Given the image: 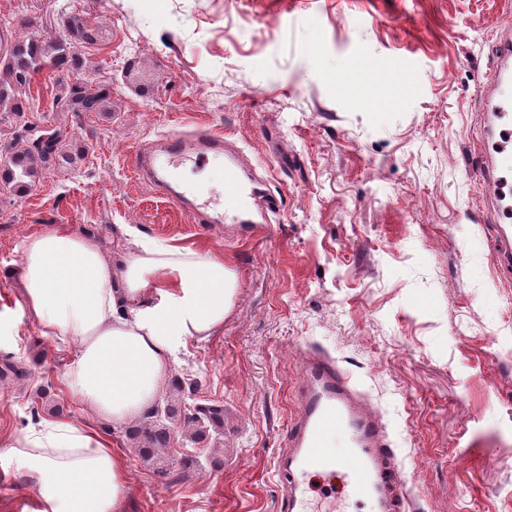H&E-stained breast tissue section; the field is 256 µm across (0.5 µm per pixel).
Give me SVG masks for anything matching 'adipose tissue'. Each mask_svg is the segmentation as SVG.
I'll use <instances>...</instances> for the list:
<instances>
[{
  "label": "adipose tissue",
  "instance_id": "1",
  "mask_svg": "<svg viewBox=\"0 0 512 512\" xmlns=\"http://www.w3.org/2000/svg\"><path fill=\"white\" fill-rule=\"evenodd\" d=\"M21 249L28 310L45 334L79 344L65 388L115 424L140 419L175 353L219 333L234 306L237 276L217 254L143 243L116 278L99 248L72 231L31 235ZM10 453L33 480L41 512H122L124 465L93 425L46 422Z\"/></svg>",
  "mask_w": 512,
  "mask_h": 512
}]
</instances>
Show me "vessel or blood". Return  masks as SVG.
Listing matches in <instances>:
<instances>
[{"instance_id":"vessel-or-blood-1","label":"vessel or blood","mask_w":512,"mask_h":512,"mask_svg":"<svg viewBox=\"0 0 512 512\" xmlns=\"http://www.w3.org/2000/svg\"><path fill=\"white\" fill-rule=\"evenodd\" d=\"M499 29L497 69L481 84L480 92L492 106L493 124L503 146L498 157L481 159L476 167L483 192L498 198L512 186V19L503 18ZM210 159L224 169V200L218 208L198 203L195 186L172 179L174 168L184 162ZM134 169L202 224L246 223L255 234L278 210L275 196L269 194L258 204L256 219H249L243 203L254 195L255 179L238 151L215 134L164 135L158 150L137 155ZM363 399V391L335 358L318 350L308 353L297 383L288 441L275 457L279 512H308L307 478L312 474L338 478L347 497L375 499L379 512H406L409 493L398 478L395 452L381 419L365 410ZM335 433L346 436V453L331 450L329 439Z\"/></svg>"}]
</instances>
